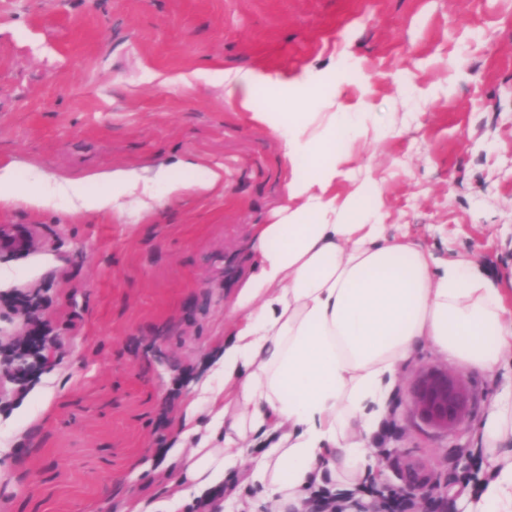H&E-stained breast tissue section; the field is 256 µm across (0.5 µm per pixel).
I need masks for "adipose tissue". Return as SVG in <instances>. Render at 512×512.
Returning a JSON list of instances; mask_svg holds the SVG:
<instances>
[{
	"label": "adipose tissue",
	"mask_w": 512,
	"mask_h": 512,
	"mask_svg": "<svg viewBox=\"0 0 512 512\" xmlns=\"http://www.w3.org/2000/svg\"><path fill=\"white\" fill-rule=\"evenodd\" d=\"M283 141L288 198L276 221L255 225L250 270L224 317L220 386L202 383L181 407L182 433L169 452L191 482L177 507L211 504L259 447L247 486L300 502L341 469L338 490L370 473L368 439L385 418L401 366L419 345L478 372L499 369L512 352V311L495 285L466 259L439 262L405 235L387 234L379 182L346 196L352 148L381 142L368 112H254ZM192 179L157 169L144 178L115 169L95 183L57 182L26 196L35 208L66 201L75 212H109L139 191L142 211L158 189L210 191L222 171L188 160ZM490 478L470 496L469 512H512V400L497 403L484 425ZM174 507V508H177ZM168 502L133 503L126 512H173Z\"/></svg>",
	"instance_id": "1"
}]
</instances>
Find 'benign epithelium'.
I'll use <instances>...</instances> for the list:
<instances>
[{
  "mask_svg": "<svg viewBox=\"0 0 512 512\" xmlns=\"http://www.w3.org/2000/svg\"><path fill=\"white\" fill-rule=\"evenodd\" d=\"M411 400L415 412L424 422L443 430L461 423L468 404L459 379L436 369L425 371L417 377Z\"/></svg>",
  "mask_w": 512,
  "mask_h": 512,
  "instance_id": "benign-epithelium-1",
  "label": "benign epithelium"
}]
</instances>
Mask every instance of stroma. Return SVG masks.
<instances>
[{
    "mask_svg": "<svg viewBox=\"0 0 512 512\" xmlns=\"http://www.w3.org/2000/svg\"><path fill=\"white\" fill-rule=\"evenodd\" d=\"M216 70H248L291 95L317 77L401 128L351 165L384 190V222L441 260H472L512 307V0H0V165L20 195L0 230L30 232L0 257V512H121L131 497L186 489L167 455L180 403L213 362L249 267L252 229L288 204L282 142L240 108ZM191 158L223 168L216 192L133 196L108 213L28 206L41 182L115 167L152 176ZM37 319L59 336L17 392L4 363ZM458 377L462 423L415 413L418 373ZM512 392V370L479 373L419 346L401 367L374 482L413 490L419 512H467L469 448Z\"/></svg>",
    "mask_w": 512,
    "mask_h": 512,
    "instance_id": "obj_1",
    "label": "stroma"
}]
</instances>
